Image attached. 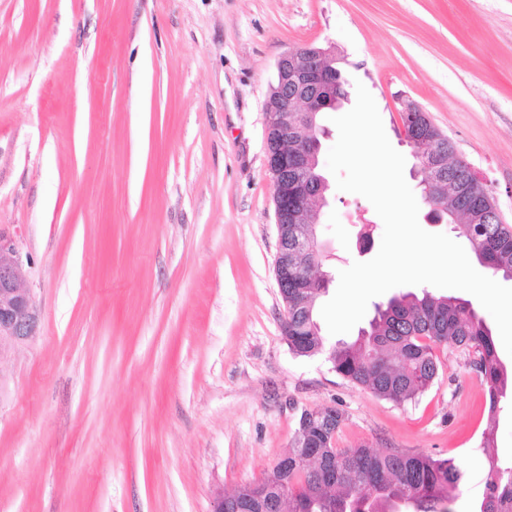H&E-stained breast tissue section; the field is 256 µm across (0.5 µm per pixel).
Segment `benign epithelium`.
I'll return each mask as SVG.
<instances>
[{"label": "benign epithelium", "mask_w": 512, "mask_h": 512, "mask_svg": "<svg viewBox=\"0 0 512 512\" xmlns=\"http://www.w3.org/2000/svg\"><path fill=\"white\" fill-rule=\"evenodd\" d=\"M276 79L266 101V162L273 185L277 227L274 262L278 288L288 286V273L299 272L297 287L328 288L329 275L312 277L302 266L306 253L324 249L311 219V202L325 203L327 180L314 173L320 151L317 115L334 109L347 98L345 83L336 70L333 50L306 46L292 50L277 62ZM404 142L425 150L420 172L425 200L431 189L447 182L444 154L429 149L444 133L429 113L413 101L400 102ZM39 314L25 282L17 239L0 231V361L34 336Z\"/></svg>", "instance_id": "7a95c632"}]
</instances>
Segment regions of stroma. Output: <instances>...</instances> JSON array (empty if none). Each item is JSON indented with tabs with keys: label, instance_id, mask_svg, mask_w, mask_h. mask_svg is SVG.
<instances>
[{
	"label": "stroma",
	"instance_id": "1",
	"mask_svg": "<svg viewBox=\"0 0 512 512\" xmlns=\"http://www.w3.org/2000/svg\"><path fill=\"white\" fill-rule=\"evenodd\" d=\"M307 45L372 94L413 193L404 99L512 225V0H0V229L40 312L0 363V512H210L325 406L345 412L339 447L455 459L452 512L485 491L486 428L512 460V396L488 419L454 348L403 405L288 349L265 103ZM327 198L335 277L384 226L361 195Z\"/></svg>",
	"mask_w": 512,
	"mask_h": 512
}]
</instances>
